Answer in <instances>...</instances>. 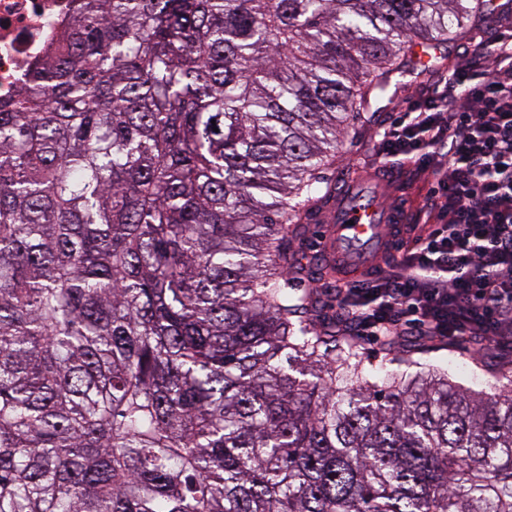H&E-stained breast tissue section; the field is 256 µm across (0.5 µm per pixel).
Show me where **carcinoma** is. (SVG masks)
<instances>
[{
    "label": "carcinoma",
    "mask_w": 512,
    "mask_h": 512,
    "mask_svg": "<svg viewBox=\"0 0 512 512\" xmlns=\"http://www.w3.org/2000/svg\"><path fill=\"white\" fill-rule=\"evenodd\" d=\"M0 104V512H512V387L369 380L322 171L485 0H78Z\"/></svg>",
    "instance_id": "1"
}]
</instances>
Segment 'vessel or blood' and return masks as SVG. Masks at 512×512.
<instances>
[{
    "instance_id": "b4317fda",
    "label": "vessel or blood",
    "mask_w": 512,
    "mask_h": 512,
    "mask_svg": "<svg viewBox=\"0 0 512 512\" xmlns=\"http://www.w3.org/2000/svg\"><path fill=\"white\" fill-rule=\"evenodd\" d=\"M382 180L375 171L344 184L326 227L323 245L338 266L374 270L400 223V203L380 204Z\"/></svg>"
}]
</instances>
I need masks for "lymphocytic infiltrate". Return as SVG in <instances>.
<instances>
[{"label":"lymphocytic infiltrate","instance_id":"1","mask_svg":"<svg viewBox=\"0 0 512 512\" xmlns=\"http://www.w3.org/2000/svg\"><path fill=\"white\" fill-rule=\"evenodd\" d=\"M378 153L431 177L427 221L399 242L396 270L337 287L339 322L474 354L512 339V35L414 98Z\"/></svg>","mask_w":512,"mask_h":512}]
</instances>
